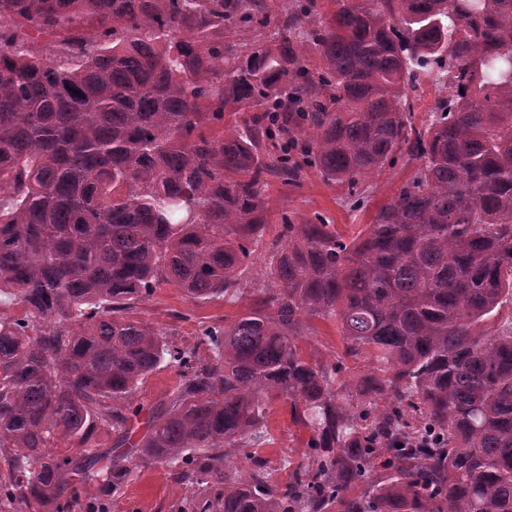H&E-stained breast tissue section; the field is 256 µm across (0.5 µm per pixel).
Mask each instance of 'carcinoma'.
<instances>
[{
	"label": "carcinoma",
	"instance_id": "1",
	"mask_svg": "<svg viewBox=\"0 0 512 512\" xmlns=\"http://www.w3.org/2000/svg\"><path fill=\"white\" fill-rule=\"evenodd\" d=\"M336 6L0 0V288L25 308L0 318V512L105 500L131 449L201 490L178 512H512V317L484 329L512 302V0ZM426 79L448 93L417 128ZM402 153L412 175L350 242L281 217L236 320L176 345L128 317L162 282L239 298L269 178L309 165L360 208ZM313 320L371 355L355 392L303 356ZM163 363L181 384L135 442L129 398ZM278 399L316 452L283 489L224 463Z\"/></svg>",
	"mask_w": 512,
	"mask_h": 512
}]
</instances>
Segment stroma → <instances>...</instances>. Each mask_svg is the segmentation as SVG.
Wrapping results in <instances>:
<instances>
[{"mask_svg": "<svg viewBox=\"0 0 512 512\" xmlns=\"http://www.w3.org/2000/svg\"><path fill=\"white\" fill-rule=\"evenodd\" d=\"M412 170V164L401 158L369 178L366 182L369 202L366 208L355 211L347 201L344 185L328 181L317 169L307 167L298 185L285 186L270 180L268 215L274 223L285 214L298 222L319 215L334 224L337 233L348 240L365 230L377 209L395 195ZM254 300V295L246 292L233 302L221 298L201 302L186 297L180 288L168 283L157 288L149 300L134 303L130 315L162 329L169 342L191 345L202 327L221 319H236L252 307ZM299 346L309 359L339 355L337 380L341 383L356 382L369 368L366 356H345L342 338L331 322H312ZM180 381L178 370L164 367L139 383L130 398L131 405L141 410L133 421L136 436H143L149 416L165 408ZM309 437V431L294 422L289 403L277 401L269 409L265 436L258 442L226 449V463L242 471L264 466L282 487L288 484L297 465L309 463L313 455L307 446ZM129 468L130 476L123 490L108 498L107 512H176L183 489L168 466L134 457Z\"/></svg>", "mask_w": 512, "mask_h": 512, "instance_id": "obj_1", "label": "stroma"}]
</instances>
